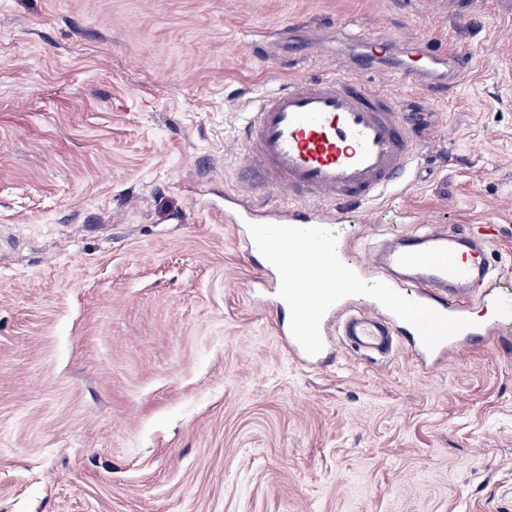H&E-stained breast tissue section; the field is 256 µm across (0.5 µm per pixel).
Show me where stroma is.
I'll list each match as a JSON object with an SVG mask.
<instances>
[{
    "label": "stroma",
    "instance_id": "35a3bbf8",
    "mask_svg": "<svg viewBox=\"0 0 512 512\" xmlns=\"http://www.w3.org/2000/svg\"><path fill=\"white\" fill-rule=\"evenodd\" d=\"M0 512H512V327L427 363L329 336L315 368L225 192L243 113L380 33L478 63L416 113L346 261L494 224L512 291V0H0ZM323 45L321 55L310 52Z\"/></svg>",
    "mask_w": 512,
    "mask_h": 512
}]
</instances>
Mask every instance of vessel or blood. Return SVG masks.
Wrapping results in <instances>:
<instances>
[{
  "mask_svg": "<svg viewBox=\"0 0 512 512\" xmlns=\"http://www.w3.org/2000/svg\"><path fill=\"white\" fill-rule=\"evenodd\" d=\"M386 42L381 34L365 37L366 52L343 60L339 73L301 77L262 95L253 111L242 116L244 166L272 188L289 197L312 202L306 212L282 207L278 224L325 227L336 201L371 202L390 194L403 180L416 156L413 117L401 111L391 91L372 89L362 80L375 67ZM414 58L432 60V67H391L399 81L414 80L433 89L462 77L471 67L470 53L449 49L437 55L416 46ZM486 234L435 227L427 234L405 236L386 250L382 265L388 270L420 276L412 300L451 317H466L467 301L454 290L472 280L482 264L473 242H487ZM512 320V304L497 307V318L463 329L435 348H427L415 327H408L413 350L420 359L460 352L474 336L492 337L499 324ZM351 347L389 355L397 343L391 331L370 312L350 316L343 327Z\"/></svg>",
  "mask_w": 512,
  "mask_h": 512,
  "instance_id": "obj_1",
  "label": "vessel or blood"
}]
</instances>
